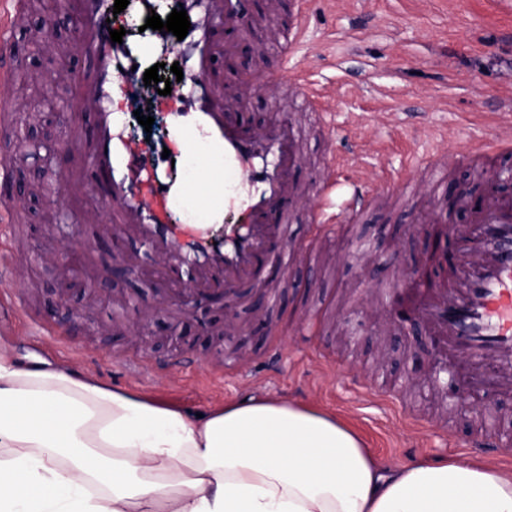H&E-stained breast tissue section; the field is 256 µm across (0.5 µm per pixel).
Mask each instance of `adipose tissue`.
<instances>
[{
	"label": "adipose tissue",
	"mask_w": 512,
	"mask_h": 512,
	"mask_svg": "<svg viewBox=\"0 0 512 512\" xmlns=\"http://www.w3.org/2000/svg\"><path fill=\"white\" fill-rule=\"evenodd\" d=\"M0 512H512V468L388 472L335 416L274 396L192 418L0 350Z\"/></svg>",
	"instance_id": "obj_1"
}]
</instances>
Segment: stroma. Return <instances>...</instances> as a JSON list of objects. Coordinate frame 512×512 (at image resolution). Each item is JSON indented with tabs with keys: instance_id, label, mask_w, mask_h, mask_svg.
Returning <instances> with one entry per match:
<instances>
[{
	"instance_id": "obj_1",
	"label": "stroma",
	"mask_w": 512,
	"mask_h": 512,
	"mask_svg": "<svg viewBox=\"0 0 512 512\" xmlns=\"http://www.w3.org/2000/svg\"><path fill=\"white\" fill-rule=\"evenodd\" d=\"M30 2L16 23L15 44L26 50L16 63L21 83L27 72L44 69L37 42L50 2ZM301 58L327 92L333 125L331 134L316 130L307 140L296 172L306 184L339 180L328 163L336 156L377 184L402 173L433 195L466 183L476 198L481 178L463 152L485 138L512 139V0H318ZM434 155L448 161L445 183L419 169ZM323 204L317 195L312 206L289 205L296 250L261 268V277L279 284L266 307L255 308L243 283L233 321L221 304L198 299L139 336L128 326L160 293L143 271L149 256L142 246L119 241L118 250L136 255V263L111 288L91 289L89 281L112 267L108 252L96 253L92 270L80 262L83 241L101 238V225L49 228L42 204L30 205L21 213V240L0 252V296L24 301L0 323V342L26 365L66 364L107 388L133 390L191 416L269 395L295 402L344 421L388 469L462 457L454 441L480 426L476 415L451 411L444 431L417 432L406 421L413 413L434 418L448 399L446 389L425 380L431 345L405 336L391 300L379 297L374 310L358 307L392 282L393 253L410 262L422 257L423 239L408 230L417 202L392 198L358 223L316 236L305 218ZM63 244L71 249L68 266L40 265L37 248ZM64 276L82 290L84 320L64 314L57 287ZM42 320L57 333L34 335ZM136 355L150 369L126 377L123 364Z\"/></svg>"
}]
</instances>
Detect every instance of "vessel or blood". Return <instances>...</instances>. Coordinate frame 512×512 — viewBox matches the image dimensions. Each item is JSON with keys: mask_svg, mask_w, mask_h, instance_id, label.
Wrapping results in <instances>:
<instances>
[{"mask_svg": "<svg viewBox=\"0 0 512 512\" xmlns=\"http://www.w3.org/2000/svg\"><path fill=\"white\" fill-rule=\"evenodd\" d=\"M312 0H296L288 30H281L275 12L265 22L270 44L279 51L283 66H260L246 79L248 89L263 86L285 94L295 92L321 129H328L324 96L297 55L304 44ZM25 0H0V135H7L14 120L16 91L13 56L7 46ZM78 16V38L92 64L76 78L77 92L66 107L69 127L77 141L67 152L63 192L70 203L87 206L83 221L108 220L109 232L142 243L169 256V265L156 274L160 284L176 290L191 284L204 295L215 279L226 289L254 279L258 256L279 262L283 245L290 242L287 214L268 218L272 201L303 197L307 188L294 172L303 160V131L298 123L281 121L271 127L244 130L237 121L238 107L228 97L222 79L210 68L216 53L232 55L240 31L236 0H189L193 20L187 34L198 53L186 59L184 76L176 89L177 106L168 115V141L176 152L194 153L205 146L214 164L210 194H202L191 180H175L164 170L145 169L139 152L127 140L117 100L132 94L141 67L166 41L145 46L134 56L111 42L107 21L113 0H64ZM223 26V44L209 39L211 26ZM512 151V141L486 140L470 152L472 165L481 171ZM379 186L358 177L341 210L322 207L308 217L310 227L332 226L356 220L378 201ZM179 209L205 211L199 224L178 222ZM18 206L9 190L0 191V232L13 238L19 231ZM458 256L444 270L437 287L397 284L385 294L401 301L405 315L421 320L434 338L439 367L456 373L465 361L464 384L473 401L486 389L512 394V197L486 185L483 199L472 207L471 221L451 229Z\"/></svg>", "mask_w": 512, "mask_h": 512, "instance_id": "obj_1", "label": "vessel or blood"}]
</instances>
